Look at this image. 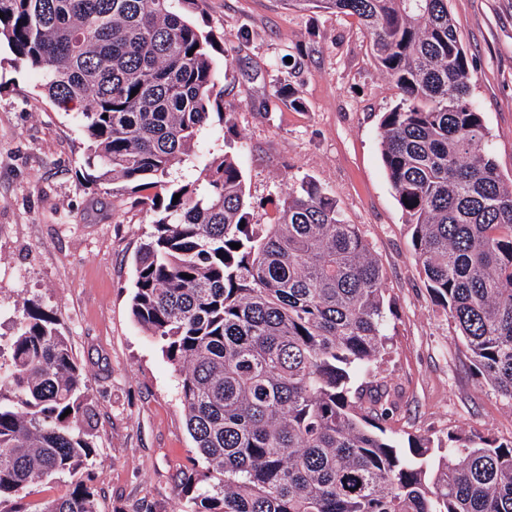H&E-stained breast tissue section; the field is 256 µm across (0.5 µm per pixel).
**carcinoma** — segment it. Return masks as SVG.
<instances>
[{"label":"carcinoma","mask_w":512,"mask_h":512,"mask_svg":"<svg viewBox=\"0 0 512 512\" xmlns=\"http://www.w3.org/2000/svg\"><path fill=\"white\" fill-rule=\"evenodd\" d=\"M195 2L0 0V46L76 111L82 179L154 190L137 200L153 231L135 256L131 311L178 373L207 463L186 477L192 512H512V439L450 433L434 463L429 438L409 440L408 456L386 435L399 392L357 382L386 354L384 275L319 181L289 191L261 232L235 155L171 178L224 121L216 41L176 9ZM293 2L356 17L399 89L381 157L414 260L478 374L512 401V180L470 99L448 0ZM8 350L0 504L98 512L79 477L94 453L86 383L55 318L27 307ZM59 474L70 492L27 510L28 488Z\"/></svg>","instance_id":"1"}]
</instances>
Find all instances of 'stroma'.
Listing matches in <instances>:
<instances>
[{"label":"stroma","instance_id":"obj_1","mask_svg":"<svg viewBox=\"0 0 512 512\" xmlns=\"http://www.w3.org/2000/svg\"><path fill=\"white\" fill-rule=\"evenodd\" d=\"M473 66L471 99L504 178H512V0H448ZM192 21L217 42L224 124L199 135L207 156L233 153L252 221L302 180L319 181L358 225L388 288L391 352L377 370L400 404L399 440L431 436L441 455L450 432L512 437V403L473 368L425 286L411 232L385 171L382 115L400 101L370 54L355 17L287 0H198ZM297 89L300 106L274 98ZM84 146L34 73L0 51V335L25 306L52 313L88 387L99 512H178L181 472L203 469L186 426L178 377L157 339L134 320V257L151 217L129 194H105L76 172Z\"/></svg>","mask_w":512,"mask_h":512}]
</instances>
